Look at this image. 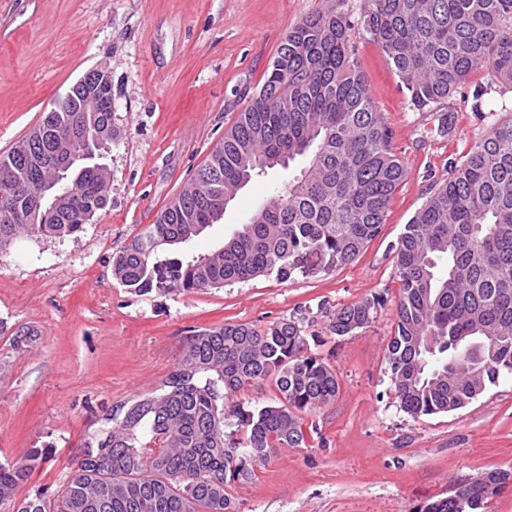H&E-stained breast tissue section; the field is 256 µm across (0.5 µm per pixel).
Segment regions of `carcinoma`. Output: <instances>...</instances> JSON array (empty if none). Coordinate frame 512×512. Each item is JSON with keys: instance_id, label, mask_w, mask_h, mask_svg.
<instances>
[{"instance_id": "carcinoma-1", "label": "carcinoma", "mask_w": 512, "mask_h": 512, "mask_svg": "<svg viewBox=\"0 0 512 512\" xmlns=\"http://www.w3.org/2000/svg\"><path fill=\"white\" fill-rule=\"evenodd\" d=\"M366 34L378 44L417 111L450 99L484 69L512 91V0H366L357 22L321 11L280 45L259 95L155 223L112 260L125 288L197 291L264 274L288 280L299 259L353 262L379 235L408 171L372 101L351 47ZM112 85L76 83L42 122L0 156V192L21 187L0 215V249L21 234L64 237L107 203L106 169L82 167L72 181L47 164L54 139H71L74 160L93 158L112 139ZM300 174L276 186L256 214L213 251L163 259L218 222L208 202L235 195L247 174ZM41 197L35 209L32 198ZM399 298L386 360L400 407L413 417L471 403L512 374V118L498 122L465 161L451 166L398 240ZM380 296L328 315L330 335L368 324ZM305 317L262 329L225 324L188 337L180 367L162 392L136 396L112 427L84 445L63 488L18 502L34 462L0 465V507L8 512H238L232 489L281 448L308 447L316 424L305 416L335 399L336 371L311 352ZM275 384L276 400L247 409L241 390ZM509 479L490 473L457 484L426 512H484Z\"/></svg>"}]
</instances>
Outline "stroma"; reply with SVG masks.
Wrapping results in <instances>:
<instances>
[{
    "label": "stroma",
    "instance_id": "1",
    "mask_svg": "<svg viewBox=\"0 0 512 512\" xmlns=\"http://www.w3.org/2000/svg\"><path fill=\"white\" fill-rule=\"evenodd\" d=\"M365 0H0V153L37 125L84 74L112 83L107 205L79 232L21 236L0 251V464L44 454L16 490L58 492L84 444L113 410L159 391L188 336L227 323L265 327L304 315L305 336L333 366L340 390L315 412L309 448L282 449L236 485L239 512H423L454 485L512 473V375L467 406L412 417L394 397L385 359L394 332L395 246L431 188L448 179L492 124L512 117V93L477 96L475 71L439 111L419 112L379 47L357 36L355 59L408 169L380 234L353 263L288 280L262 275L205 291L140 294L112 258L190 180L264 81L289 31L327 9L358 19ZM254 177L220 221L169 247L185 259L221 245L287 181ZM380 295L385 305L335 338L323 310Z\"/></svg>",
    "mask_w": 512,
    "mask_h": 512
}]
</instances>
